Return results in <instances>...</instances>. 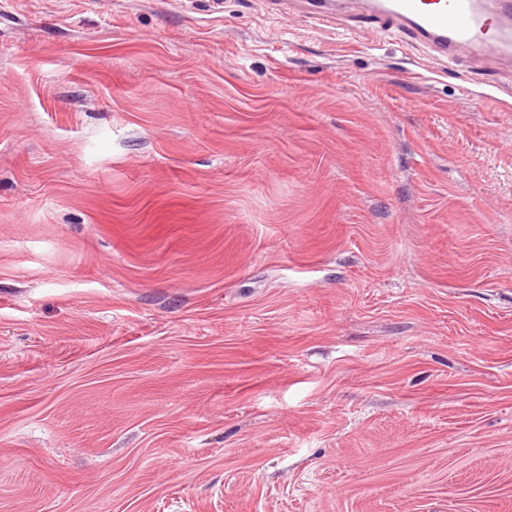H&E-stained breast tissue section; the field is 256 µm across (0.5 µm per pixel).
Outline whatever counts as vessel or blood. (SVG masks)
<instances>
[{"instance_id": "obj_1", "label": "vessel or blood", "mask_w": 512, "mask_h": 512, "mask_svg": "<svg viewBox=\"0 0 512 512\" xmlns=\"http://www.w3.org/2000/svg\"><path fill=\"white\" fill-rule=\"evenodd\" d=\"M303 16L344 11L383 21L432 54L424 67L480 52L487 69H512V0H303Z\"/></svg>"}]
</instances>
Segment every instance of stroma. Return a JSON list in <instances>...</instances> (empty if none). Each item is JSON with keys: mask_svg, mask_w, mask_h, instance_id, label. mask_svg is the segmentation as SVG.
<instances>
[{"mask_svg": "<svg viewBox=\"0 0 512 512\" xmlns=\"http://www.w3.org/2000/svg\"><path fill=\"white\" fill-rule=\"evenodd\" d=\"M279 0H0V512H512V73Z\"/></svg>", "mask_w": 512, "mask_h": 512, "instance_id": "obj_1", "label": "stroma"}]
</instances>
